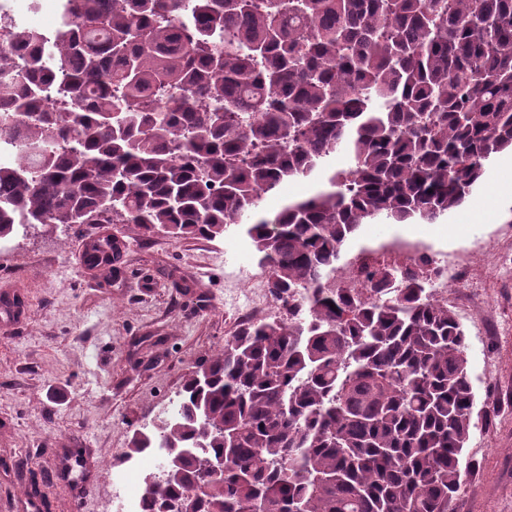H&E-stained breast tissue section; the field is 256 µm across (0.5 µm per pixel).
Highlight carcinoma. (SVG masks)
<instances>
[{
  "mask_svg": "<svg viewBox=\"0 0 512 512\" xmlns=\"http://www.w3.org/2000/svg\"><path fill=\"white\" fill-rule=\"evenodd\" d=\"M190 8L193 25L178 23ZM26 69L0 37V240L129 224L182 237L246 223L288 313L244 326L133 432L168 449L147 512H448L465 484L469 344L424 282L329 286L345 242L428 224L512 150V0H64ZM69 93L43 104V78ZM342 150L350 167L274 215L263 198ZM224 459L206 482L198 460Z\"/></svg>",
  "mask_w": 512,
  "mask_h": 512,
  "instance_id": "1",
  "label": "carcinoma"
}]
</instances>
